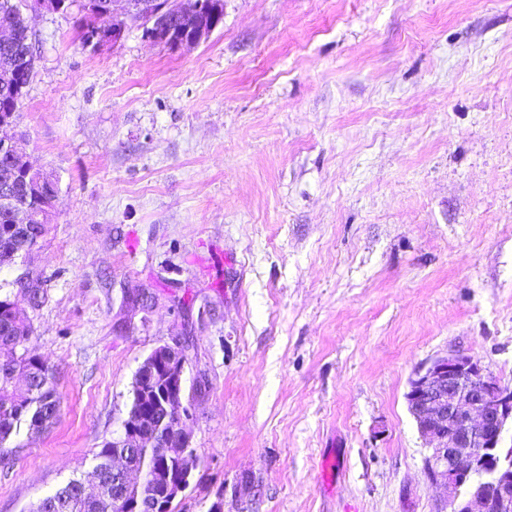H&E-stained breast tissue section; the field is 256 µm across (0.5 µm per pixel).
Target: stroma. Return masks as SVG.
Returning a JSON list of instances; mask_svg holds the SVG:
<instances>
[{
    "label": "stroma",
    "instance_id": "obj_1",
    "mask_svg": "<svg viewBox=\"0 0 512 512\" xmlns=\"http://www.w3.org/2000/svg\"><path fill=\"white\" fill-rule=\"evenodd\" d=\"M31 27L18 146L60 194L0 297L41 274L62 411L6 443L0 512L91 471L179 342L175 512H436L412 372L462 351L512 384V0H224L190 48Z\"/></svg>",
    "mask_w": 512,
    "mask_h": 512
}]
</instances>
